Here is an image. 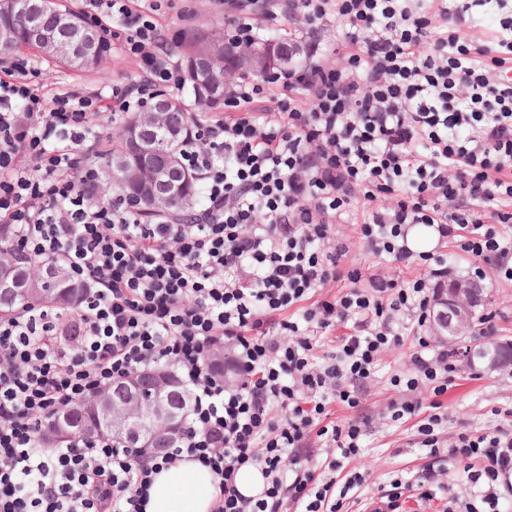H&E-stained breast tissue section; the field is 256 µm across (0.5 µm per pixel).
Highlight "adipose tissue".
Masks as SVG:
<instances>
[{"instance_id":"ef3b65f1","label":"adipose tissue","mask_w":512,"mask_h":512,"mask_svg":"<svg viewBox=\"0 0 512 512\" xmlns=\"http://www.w3.org/2000/svg\"><path fill=\"white\" fill-rule=\"evenodd\" d=\"M217 492L208 467L184 460L154 474L145 512H211Z\"/></svg>"}]
</instances>
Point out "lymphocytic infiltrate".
Instances as JSON below:
<instances>
[{
  "mask_svg": "<svg viewBox=\"0 0 512 512\" xmlns=\"http://www.w3.org/2000/svg\"><path fill=\"white\" fill-rule=\"evenodd\" d=\"M264 21L307 39L274 79L227 86L221 118L204 115L182 162L204 205L188 224L151 221L103 201L74 152L90 123L137 110L159 88L182 89L180 62L156 16L161 0H81L96 23L125 26L137 80L110 97L73 89L44 109L28 62L0 58V225L11 258L61 262L85 287L79 308L0 318V512H143L158 466L193 460L219 478L212 512H340L361 475L367 425L332 421L359 404L380 354L399 345L396 314L425 324L448 276L443 255L408 246L410 226L434 229L512 283V0H270ZM253 0H224L230 41L257 37ZM500 12L495 46L474 37L475 15ZM332 31L339 64L312 36ZM363 206L358 236L372 255L426 275L406 283L346 264L336 219ZM497 201L486 214L477 201ZM349 282L335 297L322 289ZM327 330L352 323L336 348L288 318ZM173 367L193 389L184 434L157 457L78 438L46 447L51 414L129 374ZM454 353L419 337L394 376V422L416 420L433 460H465L474 497L462 512H498L512 496V430L439 435ZM425 390L429 403L415 397ZM320 439L329 452L313 461ZM260 466L265 485L243 496L237 475Z\"/></svg>",
  "mask_w": 512,
  "mask_h": 512,
  "instance_id": "f902f5d3",
  "label": "lymphocytic infiltrate"
}]
</instances>
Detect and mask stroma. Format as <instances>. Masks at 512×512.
I'll return each mask as SVG.
<instances>
[{
  "instance_id": "1",
  "label": "stroma",
  "mask_w": 512,
  "mask_h": 512,
  "mask_svg": "<svg viewBox=\"0 0 512 512\" xmlns=\"http://www.w3.org/2000/svg\"><path fill=\"white\" fill-rule=\"evenodd\" d=\"M159 23L171 35L203 24L220 28L224 25V7L219 0H167ZM137 75L134 62L116 48L112 51L111 61L90 71L68 68L48 58L40 59L38 70L31 74L30 79L32 83L47 85L52 93L76 85L107 95L114 86L130 83ZM337 231L339 238L349 248V262L362 268L365 273L400 281L416 276V269L381 261L366 252L358 239L356 225L341 224ZM483 270V283L488 293L484 312L495 317L497 339L512 340V283L498 280L493 263H484ZM397 328L403 341L382 356L377 376L361 384L359 406L354 409L337 403L330 406L332 420L343 422L357 419L369 424L368 434L363 441L365 450L360 458L349 464L350 469L363 475L364 482L354 490L347 506L348 512H361L366 500L389 489L393 477L404 475L420 479L424 476L426 450L416 442L414 421L394 424L385 415L389 401L398 396L389 379L409 365L415 342V333L411 331L406 318H399ZM511 405L512 365L490 370L482 363L460 360L452 384L443 398L445 420L441 429L442 437L450 441L457 433L466 430L512 426V421L495 413L496 408ZM463 468L462 461L451 460L436 469L433 479L446 485V492L439 494L437 499L421 504L407 500L405 512H450L451 499L464 500L471 493L470 485L457 478Z\"/></svg>"
}]
</instances>
